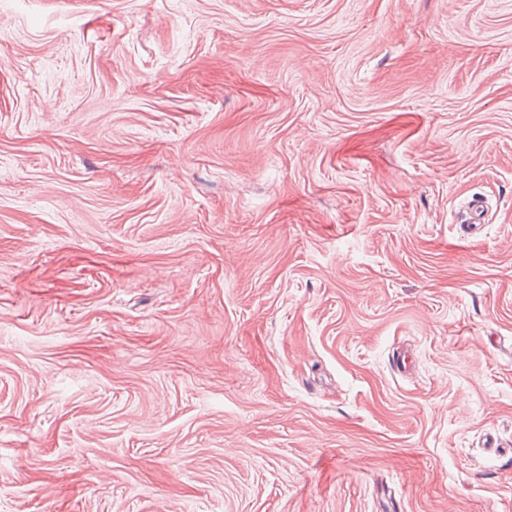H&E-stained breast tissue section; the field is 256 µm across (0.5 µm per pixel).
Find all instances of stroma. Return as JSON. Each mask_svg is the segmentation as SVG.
<instances>
[{
	"instance_id": "obj_1",
	"label": "stroma",
	"mask_w": 512,
	"mask_h": 512,
	"mask_svg": "<svg viewBox=\"0 0 512 512\" xmlns=\"http://www.w3.org/2000/svg\"><path fill=\"white\" fill-rule=\"evenodd\" d=\"M0 33V512H512V0Z\"/></svg>"
}]
</instances>
